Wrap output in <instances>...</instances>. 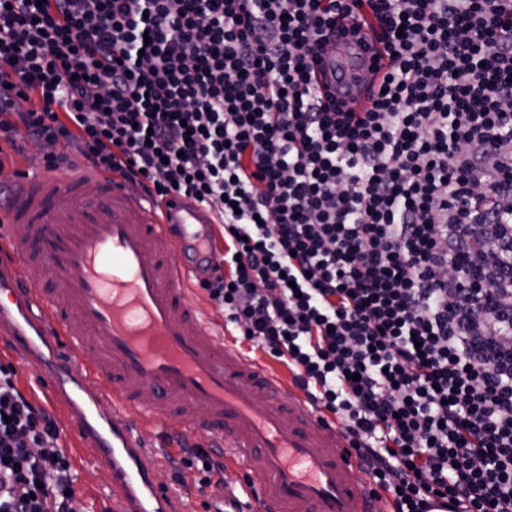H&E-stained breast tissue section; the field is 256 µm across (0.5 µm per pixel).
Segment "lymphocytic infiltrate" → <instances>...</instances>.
<instances>
[{
	"instance_id": "f902f5d3",
	"label": "lymphocytic infiltrate",
	"mask_w": 512,
	"mask_h": 512,
	"mask_svg": "<svg viewBox=\"0 0 512 512\" xmlns=\"http://www.w3.org/2000/svg\"><path fill=\"white\" fill-rule=\"evenodd\" d=\"M364 112L312 63L350 10ZM214 208L227 325L344 430L393 512H512V0H0V142ZM0 364V512H77L48 410ZM175 468L218 490L201 448Z\"/></svg>"
}]
</instances>
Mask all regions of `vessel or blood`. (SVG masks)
<instances>
[{"label":"vessel or blood","instance_id":"1","mask_svg":"<svg viewBox=\"0 0 512 512\" xmlns=\"http://www.w3.org/2000/svg\"><path fill=\"white\" fill-rule=\"evenodd\" d=\"M364 44L327 60L357 112L370 58L386 67L375 20L355 18ZM216 216L174 194H133L125 179L84 165L28 166L0 184V337L36 365L79 446L112 474V512H193L191 487L155 480L167 442L157 423L215 440L245 478L228 491L241 512H374L334 422L304 395L214 332L189 295L216 263Z\"/></svg>","mask_w":512,"mask_h":512}]
</instances>
